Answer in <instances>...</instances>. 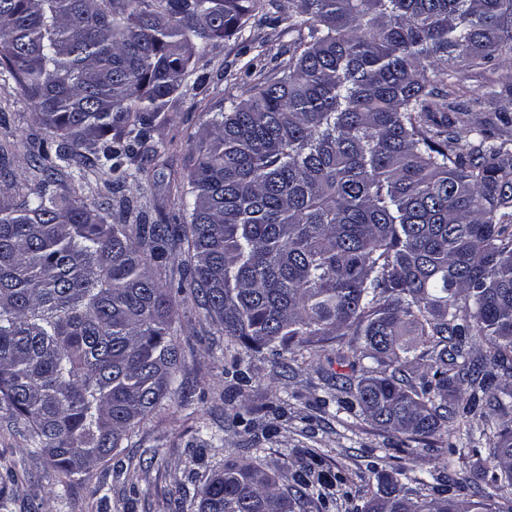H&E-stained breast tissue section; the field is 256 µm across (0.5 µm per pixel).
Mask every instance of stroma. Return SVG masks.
<instances>
[{"label":"stroma","instance_id":"1","mask_svg":"<svg viewBox=\"0 0 512 512\" xmlns=\"http://www.w3.org/2000/svg\"><path fill=\"white\" fill-rule=\"evenodd\" d=\"M296 33L272 24L263 11L251 16L244 36L213 42L199 64L203 85L175 96L157 120L145 150L136 162L150 171L148 182L127 181L122 195L140 202L149 223L180 224L184 215L175 195L186 181L196 157L194 138L208 113L226 111L232 99L275 77L291 55ZM467 93L456 112V127L506 130L499 117L512 118V93L490 92L485 76L470 72ZM0 143L10 160L0 168V204L9 202L15 187L37 177L43 145L55 153L33 118V109L8 73H0ZM61 191L76 189L85 202L100 207L108 223H116L111 171L92 168L78 174L62 168ZM172 334L182 351L174 392L135 426L120 448L72 482H61L46 459L30 454L22 422L0 411V512H199L197 491L227 457H247L262 449V463L277 476L308 471L310 451L322 457L321 467L342 472L345 490L327 502H314L311 512H356L363 501L355 494L376 464L381 475L427 468L446 461L447 442L408 439L383 433L369 423L324 408L329 389L325 378L334 367L326 358L303 355L276 365L269 349L254 351L228 345L218 326L193 301L176 297ZM243 359L250 381L238 390L225 375L233 358ZM253 412L272 425L270 432L236 425L239 414Z\"/></svg>","mask_w":512,"mask_h":512}]
</instances>
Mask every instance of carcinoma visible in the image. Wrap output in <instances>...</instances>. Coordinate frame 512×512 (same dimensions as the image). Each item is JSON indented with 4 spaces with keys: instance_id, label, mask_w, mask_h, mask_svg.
Masks as SVG:
<instances>
[{
    "instance_id": "obj_1",
    "label": "carcinoma",
    "mask_w": 512,
    "mask_h": 512,
    "mask_svg": "<svg viewBox=\"0 0 512 512\" xmlns=\"http://www.w3.org/2000/svg\"><path fill=\"white\" fill-rule=\"evenodd\" d=\"M299 35L280 75L216 112L180 193L184 224H108L57 167L0 205V410L70 480L170 392L180 353L148 271L188 243L191 295L228 342L337 343L338 408L412 439L512 412V139L439 122L464 73L512 59V0H269ZM260 0H0V67L83 170L131 168L213 41ZM483 351L474 354V346ZM228 460L200 512H307L339 473L284 487ZM358 489L362 512H512V429L457 478ZM473 490L478 500H460Z\"/></svg>"
}]
</instances>
